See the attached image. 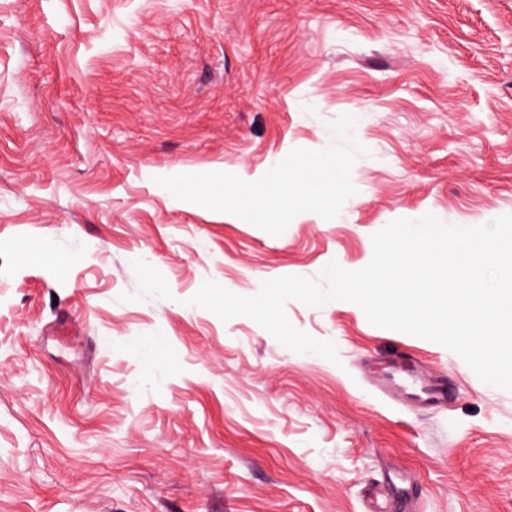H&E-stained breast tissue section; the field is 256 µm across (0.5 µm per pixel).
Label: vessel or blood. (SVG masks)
<instances>
[{
	"instance_id": "vessel-or-blood-1",
	"label": "vessel or blood",
	"mask_w": 512,
	"mask_h": 512,
	"mask_svg": "<svg viewBox=\"0 0 512 512\" xmlns=\"http://www.w3.org/2000/svg\"><path fill=\"white\" fill-rule=\"evenodd\" d=\"M377 389L386 399L424 407L438 406L448 399L445 380L431 375L416 363L405 367L391 366L383 373ZM390 482L395 489L386 495L376 488L368 489L371 506L367 512H415V495L409 479L394 476Z\"/></svg>"
}]
</instances>
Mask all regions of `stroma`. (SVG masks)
<instances>
[{"label": "stroma", "instance_id": "35a3bbf8", "mask_svg": "<svg viewBox=\"0 0 512 512\" xmlns=\"http://www.w3.org/2000/svg\"><path fill=\"white\" fill-rule=\"evenodd\" d=\"M353 115L356 193L280 236L158 176L264 175ZM512 214V0H0V512H512V392L359 306L287 301L338 363L190 305L354 271L389 222ZM446 376L391 405L392 356ZM389 483L395 488L391 494L382 495L375 487L368 489L367 497L373 505L366 512H416L410 480L402 476H389Z\"/></svg>", "mask_w": 512, "mask_h": 512}]
</instances>
